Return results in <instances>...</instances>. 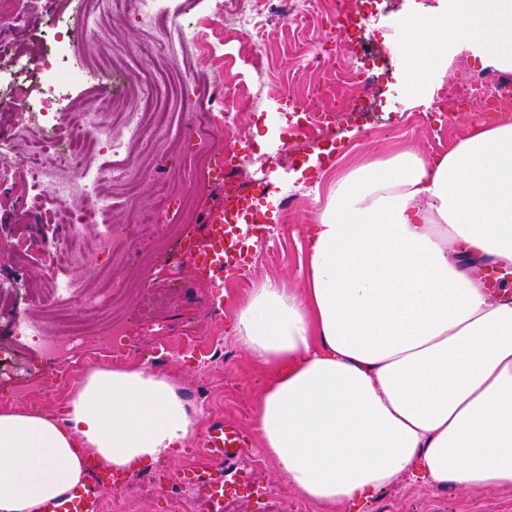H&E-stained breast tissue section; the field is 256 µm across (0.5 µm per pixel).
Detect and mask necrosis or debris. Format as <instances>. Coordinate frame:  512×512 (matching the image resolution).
<instances>
[{"label": "necrosis or debris", "instance_id": "obj_1", "mask_svg": "<svg viewBox=\"0 0 512 512\" xmlns=\"http://www.w3.org/2000/svg\"><path fill=\"white\" fill-rule=\"evenodd\" d=\"M98 8L89 10L82 17L81 26L68 30L70 39H78L87 27L97 26L103 19L125 16L138 21L150 31L149 40L124 48L129 61L142 56L156 57L181 92H188L195 82L198 68L206 57L215 52L214 45H201L174 35L163 24L173 8V0H100ZM315 0H236L229 10H220L219 16L228 33L256 34L276 19H302L313 9ZM132 86L140 105L123 112L119 125H111L103 113L93 110L72 112L68 141H58L54 120L59 111L60 98L55 77H48L47 88L40 100L39 109L31 115L30 127L14 128L8 136L0 137V159L9 160L19 154L26 156L25 178L29 183L52 185L59 206L56 224L63 228L62 236L55 238L48 247L51 262L70 266L83 264L90 253L109 256L127 255V225L112 224L108 216L113 208L111 194L102 192L109 183L122 190L126 201H134L142 179L141 171L129 164L100 163L95 152L97 144L108 142L113 155H120L140 143L145 134L153 130H171L172 115L161 104L158 77L149 70L131 73ZM45 132L43 146H35L31 127ZM84 224L100 226L101 232L91 240H84L78 229ZM94 287L83 293L84 307L99 311L110 309L132 290L137 280L133 277L117 279L111 276H94ZM16 335L39 340L50 354H74L83 344L82 327L65 324L44 315H36L14 326Z\"/></svg>", "mask_w": 512, "mask_h": 512}]
</instances>
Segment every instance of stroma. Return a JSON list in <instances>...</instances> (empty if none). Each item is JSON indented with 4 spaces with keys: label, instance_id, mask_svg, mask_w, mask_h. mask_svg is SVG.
<instances>
[{
    "label": "stroma",
    "instance_id": "stroma-1",
    "mask_svg": "<svg viewBox=\"0 0 512 512\" xmlns=\"http://www.w3.org/2000/svg\"><path fill=\"white\" fill-rule=\"evenodd\" d=\"M437 4L438 0H361V12L377 13L376 22L352 27L338 40L331 36L334 6L331 0H324L308 22L270 23L257 38L259 55H239L237 44L232 43L207 59L206 72L191 94L192 110L222 108L225 91L235 92L258 81L264 86V107L239 110L235 125L227 129L210 126L200 134L154 133L146 137L130 159L131 165L147 171L133 205L151 206L154 181L169 179L173 168L182 173L181 178L169 179L172 202L163 216L164 229L151 236L130 235L131 247L152 256L153 261L142 269L132 259L120 268L105 255L89 258L88 269L103 275H116L123 269L139 271L144 287L160 297L149 314L141 313V296L136 292L103 314L83 309L67 294L51 299L42 296L49 278L79 290L89 289L88 269L51 264L41 242L59 233L58 227L45 221L46 214L57 207L56 195L49 186L24 184L21 173L26 161L19 155L12 157L10 175L0 178V408L18 407L19 396L26 394L41 400L43 412L61 418L72 389L81 381L80 376L70 374L67 358L57 359L50 381L54 396L42 401L40 371L45 358L36 343L15 335V321L47 311L94 328L113 322L123 329L122 335L112 340L113 351L121 355L120 367L148 365L172 381L190 408L200 411L202 427L221 419L245 434V448L224 466V499L234 504L236 512H256L261 506L267 512H352L347 506L303 502L275 480L274 466L251 428L264 374L235 342L232 323L238 305L261 282L272 279L292 288L298 285L305 228L322 206L315 184L326 183L359 158L383 155L396 147L423 152L447 149L477 124L475 112L484 98L463 93L466 73L481 69L472 55L464 57L465 70L453 67L440 76V86L429 105H414L405 91L399 56L415 43L400 18L414 10H432ZM82 11V0H52L47 7L41 0H33L23 21L15 20L12 10L0 11V135L28 123L45 89L44 67L58 57L63 60L62 110L56 130L60 140L69 137V110L102 108L104 83L112 85L107 119L119 120L121 112L138 107L139 100L125 81L120 51L145 38V31L132 19L116 17L104 28L88 31L82 41L59 48L55 32L79 24ZM167 25L202 41L214 39L216 23L205 5L195 0H176ZM318 48L326 58L324 66L315 73L303 69L302 59ZM352 60L358 61L369 81L351 80L342 84L339 93L354 101L356 110L324 124L316 135L290 137L298 111L306 104L308 87L317 80L333 83L337 70ZM228 137L244 142L248 151L246 162L233 168L232 180L246 182L264 176L278 191L267 195L258 214L265 234H247L241 245L247 259L225 278L224 309L218 312L210 288L195 276V258L187 249L189 236L203 237L204 220L199 217L193 223H181L180 208L190 196H205L211 205H223V186L203 177L195 152L203 144L222 148ZM326 146L332 153L324 164L303 170V163ZM299 171L304 174L300 180L295 177ZM130 206L118 203L112 222L129 223ZM219 335L224 338L220 357L211 348ZM173 336L192 338L194 349L165 352L163 345ZM202 445V436H195L181 458L162 459L129 475L127 483L133 495L126 512H179L184 491L158 483L157 477L201 463ZM359 512H512V491L437 492L405 476L363 504Z\"/></svg>",
    "mask_w": 512,
    "mask_h": 512
}]
</instances>
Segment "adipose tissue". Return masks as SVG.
Instances as JSON below:
<instances>
[{"mask_svg": "<svg viewBox=\"0 0 512 512\" xmlns=\"http://www.w3.org/2000/svg\"><path fill=\"white\" fill-rule=\"evenodd\" d=\"M403 25L404 84L430 103L455 54L512 71V0H447ZM512 266V120L443 152L391 150L325 185L300 285L239 304L234 338L267 376L252 428L303 501L355 505L403 475L432 489L512 490V293L471 274ZM200 417L147 367L93 370L65 418L0 408V512H40L85 457L133 470L184 448Z\"/></svg>", "mask_w": 512, "mask_h": 512, "instance_id": "ef3b65f1", "label": "adipose tissue"}]
</instances>
